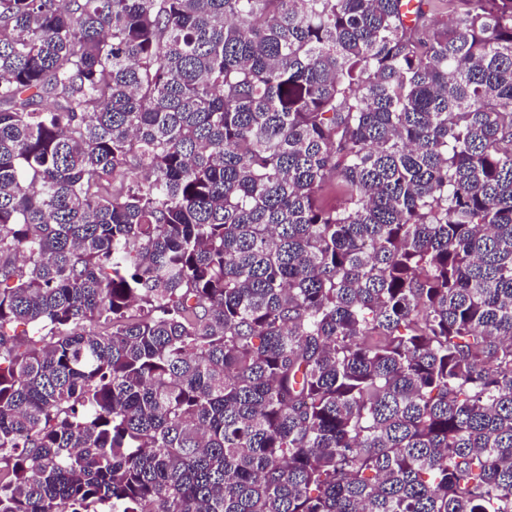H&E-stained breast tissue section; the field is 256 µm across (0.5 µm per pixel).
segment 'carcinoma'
<instances>
[{
	"label": "carcinoma",
	"mask_w": 512,
	"mask_h": 512,
	"mask_svg": "<svg viewBox=\"0 0 512 512\" xmlns=\"http://www.w3.org/2000/svg\"><path fill=\"white\" fill-rule=\"evenodd\" d=\"M405 5L0 0V512H512V0Z\"/></svg>",
	"instance_id": "1"
}]
</instances>
